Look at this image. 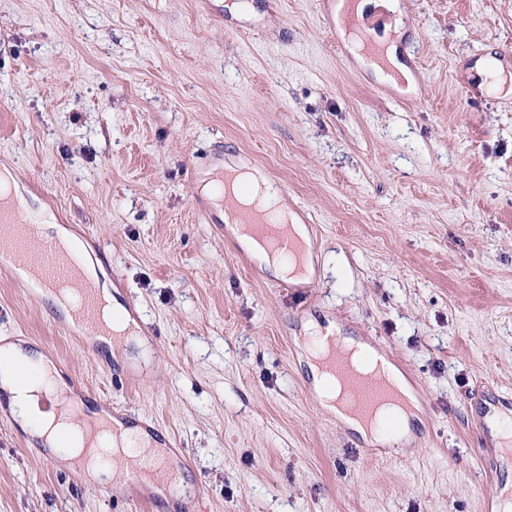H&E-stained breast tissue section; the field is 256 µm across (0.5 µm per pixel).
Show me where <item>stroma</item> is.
<instances>
[{
	"instance_id": "stroma-1",
	"label": "stroma",
	"mask_w": 512,
	"mask_h": 512,
	"mask_svg": "<svg viewBox=\"0 0 512 512\" xmlns=\"http://www.w3.org/2000/svg\"><path fill=\"white\" fill-rule=\"evenodd\" d=\"M0 0V171L36 224L80 238L149 344L62 334L0 273V337L35 343L77 395L187 448V502L99 483L0 395V512H487L504 470L474 419L512 397V0L369 4L412 85L351 56L325 0ZM499 60L505 89L478 64ZM259 169L305 224L289 288L236 242L202 181ZM335 323L405 376L401 445L319 403L299 346Z\"/></svg>"
}]
</instances>
